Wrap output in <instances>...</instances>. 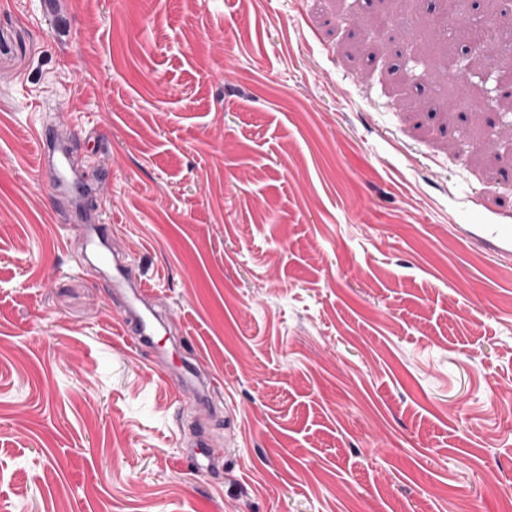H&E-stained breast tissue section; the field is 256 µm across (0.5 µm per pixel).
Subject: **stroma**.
Listing matches in <instances>:
<instances>
[{
    "instance_id": "1",
    "label": "stroma",
    "mask_w": 512,
    "mask_h": 512,
    "mask_svg": "<svg viewBox=\"0 0 512 512\" xmlns=\"http://www.w3.org/2000/svg\"><path fill=\"white\" fill-rule=\"evenodd\" d=\"M441 8L0 0V512H505L512 82L443 56ZM46 124L170 316L154 347ZM187 361L208 408L160 379ZM37 136L41 146V159L54 172V186L70 196L83 197L88 192L89 184L73 166L62 132L57 128L44 126Z\"/></svg>"
}]
</instances>
